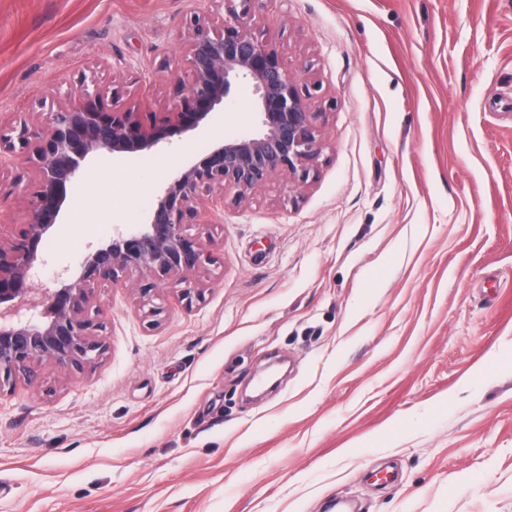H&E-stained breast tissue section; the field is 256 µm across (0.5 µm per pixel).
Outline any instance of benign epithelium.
Segmentation results:
<instances>
[{
	"label": "benign epithelium",
	"instance_id": "obj_1",
	"mask_svg": "<svg viewBox=\"0 0 512 512\" xmlns=\"http://www.w3.org/2000/svg\"><path fill=\"white\" fill-rule=\"evenodd\" d=\"M220 2V25L199 15L190 21L185 62L192 80L176 88L165 111L145 117L131 108L102 111L104 87L92 71L48 112L0 128V165L23 156L34 177L26 196L28 221L0 230V391L21 379L36 382L45 364L67 376L97 362L101 322L90 313L97 285L185 272L196 283L180 289L181 299L202 296L213 259L201 234L188 233L189 225L209 223L210 213L224 207L226 189H236L241 200L282 170L308 179L323 146L312 93L303 92L276 49L243 25L258 0ZM241 81L256 95L258 132L224 139L198 162L174 169L146 224L133 233L116 230L110 243L84 256L78 275H61L56 287L32 293L43 242L60 223L68 191L87 161L102 154H151L172 137L206 126Z\"/></svg>",
	"mask_w": 512,
	"mask_h": 512
}]
</instances>
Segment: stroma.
Here are the masks:
<instances>
[{"label": "stroma", "instance_id": "35a3bbf8", "mask_svg": "<svg viewBox=\"0 0 512 512\" xmlns=\"http://www.w3.org/2000/svg\"><path fill=\"white\" fill-rule=\"evenodd\" d=\"M211 8L0 0V126L102 61L163 111ZM251 29L315 88L314 177L225 191L201 299L96 289L100 359L0 393V512H512V0H265ZM254 104L237 86L169 149L95 158L34 288L256 132Z\"/></svg>", "mask_w": 512, "mask_h": 512}]
</instances>
